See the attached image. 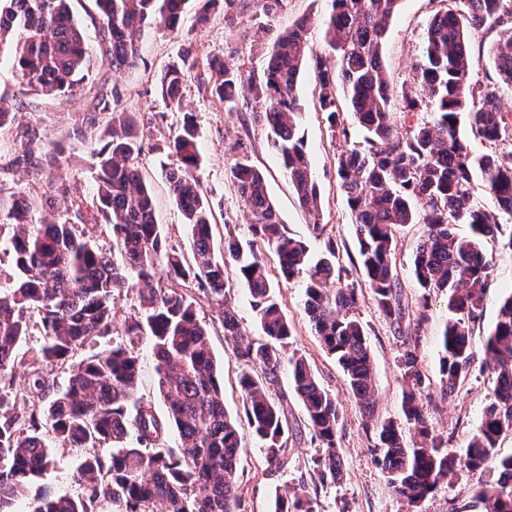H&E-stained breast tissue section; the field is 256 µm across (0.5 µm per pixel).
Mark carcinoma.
<instances>
[{"label":"carcinoma","instance_id":"carcinoma-1","mask_svg":"<svg viewBox=\"0 0 512 512\" xmlns=\"http://www.w3.org/2000/svg\"><path fill=\"white\" fill-rule=\"evenodd\" d=\"M285 0H205L222 4L224 21L248 14L270 16ZM184 0H97L100 38L115 69L136 65V38L144 27L175 31ZM400 0H330L323 20L325 40L334 65L316 59L315 85L331 137L351 146L336 158L339 186L355 217L365 286L378 309L400 331L407 315L402 303L393 245L408 224L425 225L413 273L425 295L419 321L428 318L431 293L446 292L451 317L441 339L440 375L448 394L468 374L474 360V322L486 299L490 265L483 252L486 239L497 235L498 217L475 199L482 186L497 211L512 219V120L500 106L501 87L512 88V0H449L426 29L425 50L415 67V86L402 90L403 109L428 112L430 118L400 132L393 121L394 88L386 75L382 46ZM309 19L288 31L256 39L265 49L261 73H244L234 57L209 62V92L227 105L250 96L260 105L257 118L270 130L272 149L296 190L301 205L318 211L314 181L304 140L299 136L301 105L296 88L310 55ZM499 30L490 60L497 77L471 81L472 38L485 27ZM16 37V75L20 93L59 95L73 92L94 71L95 59L70 9V0H0V44ZM194 65L184 53L165 69L161 96L175 102ZM97 107L111 112L112 140L98 154L96 195L49 224L36 217L29 197L14 202L0 216L16 280L0 294V380L15 378L22 362L21 346L29 336L26 314L39 313L43 342L37 354L68 366L65 386L54 388L35 376L28 380L37 400L16 410L0 400V512H15L51 464V445L83 448L86 453L72 480L77 495L39 490L29 512H244L239 495L240 432L224 409L219 365L212 353L206 324L189 294L165 288L164 280L207 289L220 308L224 334L238 343L239 356L259 369L244 373L239 383L252 432L266 449L268 462L285 465L288 421L283 404L271 398L278 373L288 364L293 389L301 400L318 451L312 458L322 480L336 481L342 460L336 451L339 409L306 362L284 358L291 336L288 319L268 276L264 248L274 247L284 279L305 274V308L322 347L343 370L362 412L376 405L373 367L363 323L355 316L357 288L327 287L336 269V247L325 243L323 256L308 265V246L288 236L266 189L264 174L237 162L229 172L248 208L251 239L241 245L224 242L225 256L247 288L257 321L266 337H244L226 298V261L212 256L211 202L199 189V133L194 117L183 115L169 143L177 165L167 174L169 191L194 239V262L167 248L156 224L153 195L138 167L141 145L136 120L129 112H113L106 99ZM350 110L363 131L357 140L347 124ZM466 121L470 137L488 146L475 156L461 133ZM104 218L114 261L92 243L93 229ZM467 224L461 237L455 226ZM136 293L140 312L119 323L115 300L125 290ZM121 333L145 340L155 361L159 393L167 414L159 416L152 401L136 397L139 357L134 348L117 346L76 363L75 352L103 336ZM483 351L495 376L492 401L472 435L464 455L445 450L424 415L420 396L428 378L407 348L400 365L407 389L402 412L410 430L391 419L373 424L375 450L396 491L414 507L457 470L492 466L496 485L478 492L483 512H512V455L497 454L500 440L512 434V295L500 306ZM181 440L179 452L167 448V430ZM109 446L104 457L96 449ZM274 512H316L307 494L279 495Z\"/></svg>","mask_w":512,"mask_h":512}]
</instances>
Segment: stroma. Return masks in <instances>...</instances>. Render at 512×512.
<instances>
[{
  "instance_id": "obj_1",
  "label": "stroma",
  "mask_w": 512,
  "mask_h": 512,
  "mask_svg": "<svg viewBox=\"0 0 512 512\" xmlns=\"http://www.w3.org/2000/svg\"><path fill=\"white\" fill-rule=\"evenodd\" d=\"M204 0H186L182 13V29L189 39H182L154 29H144L139 38L138 64L132 69H112L108 61H100L93 74L66 96L24 95L19 91L11 49L0 52V105L15 114L14 124L0 131V210H6L15 195L37 198L52 187L66 185V195L56 197L52 206L38 209L46 220L70 208L72 201H92L96 193V154L109 140L108 113L99 111V99L110 101L114 110L134 113L142 146L139 167L155 199V219L161 225L170 248L185 258L193 256V241L188 226L174 204L167 188L165 171L174 163L167 144L176 133L184 113H192L200 131L201 165L197 175L203 191L213 204L212 250L215 258L224 255V239L233 235L247 243L249 215L228 172L239 160L263 169L267 190L288 234L304 240L310 258L322 253L326 241H333L339 255L342 284H356L358 318L367 331V342L374 363L377 404L374 417L362 414L355 405L346 377L336 361L319 345L305 311L302 279L282 281L276 260H269L268 271L278 281V300L290 322L292 336L287 354L307 360L320 383L336 397L340 422L336 434L337 450L343 460V474L336 482L320 481L311 462L317 445L311 439L304 407L296 396L287 372H280L273 388L274 399L282 400L288 415V442L285 456L288 464L271 469L266 452L253 434L245 418L238 379L244 364L236 354L232 338L225 336L218 307L211 295L192 287L188 293L199 318L209 328L211 344L222 367L224 405L238 421L243 435L238 475L239 492L245 512H270L275 496L303 488L317 502V512H410L383 470L374 448L373 422L377 419L402 421V377L399 358L405 348H414L421 371L430 386L421 403L436 432L447 442L449 453L463 454L478 426L483 410L491 400L494 375L484 361L483 345L498 313L502 297L512 293V249L506 242L512 238V220H504L497 237L484 242L491 264L487 299L480 316L472 324L475 361L471 373L452 394L441 392L439 358L440 335L449 317L445 294L424 295L413 274V258L424 234L420 224L399 230L394 243V262L401 287L402 301L409 315L401 329H394L389 319L377 308L373 296L364 286V275L354 232L355 218L338 186L336 157L345 142L332 138L322 112L318 110L317 91L312 69H305L297 92L302 104L300 134L309 152L314 179L320 190L321 237L309 229L312 217L300 206L278 155L268 143L269 131L258 122L257 104L250 98H239L234 108H227L205 90L208 78L206 63L233 52L235 62L244 72L261 70L264 56L244 36L252 27L251 17H243L235 25H227L220 9H212L207 24L197 18ZM438 4L436 0H401L389 24L383 45V62L394 89L412 86L413 65L425 47V32ZM328 0H285L278 13L266 18L273 31L288 28L295 20L310 19L308 40L315 56L327 53L323 19L328 15ZM190 50L198 60L195 69L186 72L180 91L181 106L169 105L159 90V79L166 66L183 50ZM35 129L41 138L38 167L14 165L15 156L23 154L27 142L23 130ZM428 297V318L418 322V303ZM42 343L39 332H32L23 346L25 357L17 366L15 379L5 387V404L23 405L31 394L26 376L39 374L65 385L66 367L44 361L37 351ZM81 460L80 450L55 446L52 463L42 479L43 484L59 493L77 494L79 488L70 476ZM493 468L462 471L441 481L420 505V512H482L477 491L496 479Z\"/></svg>"
}]
</instances>
